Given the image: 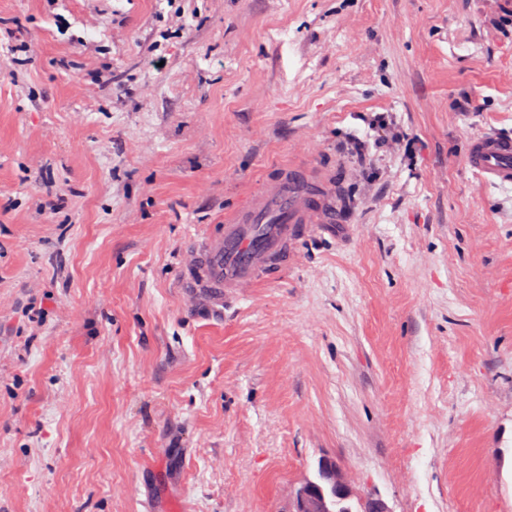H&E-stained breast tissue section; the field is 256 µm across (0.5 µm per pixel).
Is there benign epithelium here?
<instances>
[{"mask_svg":"<svg viewBox=\"0 0 512 512\" xmlns=\"http://www.w3.org/2000/svg\"><path fill=\"white\" fill-rule=\"evenodd\" d=\"M360 498L338 462L322 455L296 486L288 512H343L353 500L359 502L364 512H392L381 498H368L364 502Z\"/></svg>","mask_w":512,"mask_h":512,"instance_id":"obj_1","label":"benign epithelium"}]
</instances>
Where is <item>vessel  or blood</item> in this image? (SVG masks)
Returning a JSON list of instances; mask_svg holds the SVG:
<instances>
[{
  "mask_svg": "<svg viewBox=\"0 0 512 512\" xmlns=\"http://www.w3.org/2000/svg\"><path fill=\"white\" fill-rule=\"evenodd\" d=\"M464 161L493 187L512 186V136L478 133L466 144ZM346 220L336 206V173L305 165L275 167L262 189L226 213L224 232L191 253L182 283L184 298L213 306L240 298L260 282L282 276L295 260V246L323 224Z\"/></svg>",
  "mask_w": 512,
  "mask_h": 512,
  "instance_id": "vessel-or-blood-1",
  "label": "vessel or blood"
}]
</instances>
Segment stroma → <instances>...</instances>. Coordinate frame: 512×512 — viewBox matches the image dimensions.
Masks as SVG:
<instances>
[{"instance_id": "obj_1", "label": "stroma", "mask_w": 512, "mask_h": 512, "mask_svg": "<svg viewBox=\"0 0 512 512\" xmlns=\"http://www.w3.org/2000/svg\"><path fill=\"white\" fill-rule=\"evenodd\" d=\"M505 4L0 0V512H288L322 454L394 512H512V188L463 157L512 133ZM300 142L348 222L191 308Z\"/></svg>"}]
</instances>
